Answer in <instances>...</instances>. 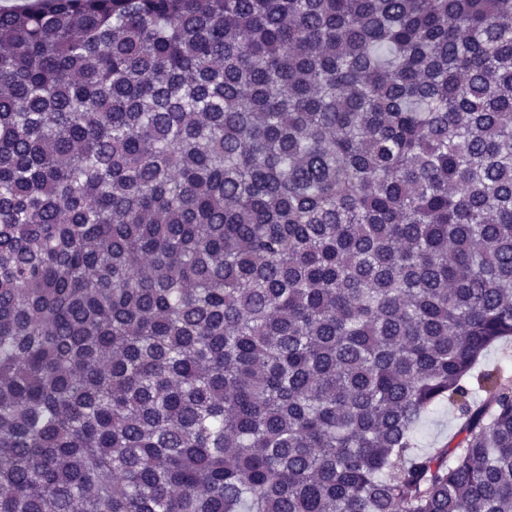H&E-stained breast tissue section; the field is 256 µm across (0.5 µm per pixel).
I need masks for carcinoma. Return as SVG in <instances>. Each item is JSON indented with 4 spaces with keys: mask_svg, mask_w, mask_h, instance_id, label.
I'll use <instances>...</instances> for the list:
<instances>
[{
    "mask_svg": "<svg viewBox=\"0 0 512 512\" xmlns=\"http://www.w3.org/2000/svg\"><path fill=\"white\" fill-rule=\"evenodd\" d=\"M508 341L512 0L0 10V512H512ZM458 422L454 410L442 404L436 407L420 424L417 439L420 448H439L456 432Z\"/></svg>",
    "mask_w": 512,
    "mask_h": 512,
    "instance_id": "obj_1",
    "label": "carcinoma"
}]
</instances>
